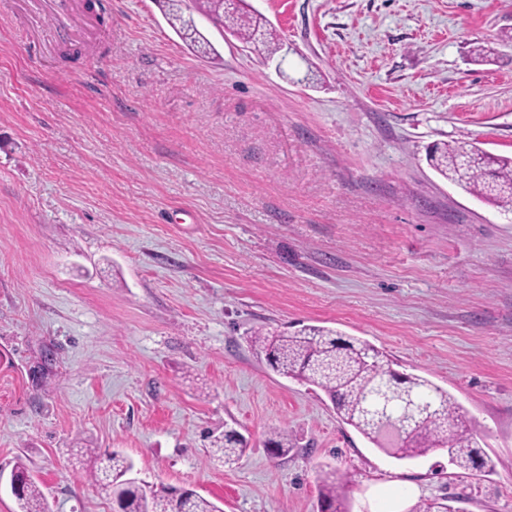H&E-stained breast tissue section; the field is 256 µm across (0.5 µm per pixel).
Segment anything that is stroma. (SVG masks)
Here are the masks:
<instances>
[{
	"label": "stroma",
	"instance_id": "1",
	"mask_svg": "<svg viewBox=\"0 0 512 512\" xmlns=\"http://www.w3.org/2000/svg\"><path fill=\"white\" fill-rule=\"evenodd\" d=\"M245 3L282 51L186 0L204 58L160 0H112L65 62L0 0V472L52 512H112L79 444L223 512H319L328 467L350 512H512V214L427 162L460 138L512 156V0ZM306 325L448 390L485 468L389 456L249 342ZM228 428L231 468L208 457ZM214 454L224 459V464H232L239 460L247 449L246 439L236 430H224L222 438H215L212 441ZM13 471V475L20 479L22 485L21 492L15 496L18 512H47L45 496L26 467L19 463Z\"/></svg>",
	"mask_w": 512,
	"mask_h": 512
}]
</instances>
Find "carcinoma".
Listing matches in <instances>:
<instances>
[{"mask_svg":"<svg viewBox=\"0 0 512 512\" xmlns=\"http://www.w3.org/2000/svg\"><path fill=\"white\" fill-rule=\"evenodd\" d=\"M204 13L239 38L267 48L280 49L262 22L248 16L246 7L224 15V0H204ZM169 24L191 48L205 56L213 51L194 18L183 11L182 0H166ZM429 165L442 177L499 207L512 212V158L498 157L461 138L435 144L428 153ZM251 343L265 354L272 370L315 386L330 399L337 413L370 443L398 460L414 459L436 448H445L451 463L461 470L485 467L475 433L460 413L455 398L428 378L397 376L378 348L354 336L320 326H305L294 334L256 331ZM273 453H288V432H270ZM214 454L232 464L247 449L236 430L212 441ZM93 458L91 477L122 512H223L215 502L192 489L177 495L157 491L131 478L134 463L117 451L100 454L92 448L75 449L83 463ZM13 475L21 481L16 496L19 512H47L45 496L26 467L19 463ZM347 476L330 468L317 478L319 503L325 512H350L346 495ZM411 512H458L450 498L433 500Z\"/></svg>","mask_w":512,"mask_h":512,"instance_id":"obj_1","label":"carcinoma"}]
</instances>
